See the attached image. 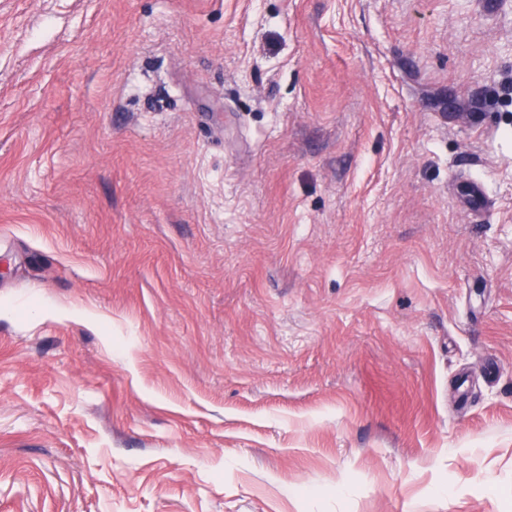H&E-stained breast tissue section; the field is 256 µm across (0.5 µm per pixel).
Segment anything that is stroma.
I'll return each mask as SVG.
<instances>
[{
    "mask_svg": "<svg viewBox=\"0 0 512 512\" xmlns=\"http://www.w3.org/2000/svg\"><path fill=\"white\" fill-rule=\"evenodd\" d=\"M0 512H512V0H0Z\"/></svg>",
    "mask_w": 512,
    "mask_h": 512,
    "instance_id": "stroma-1",
    "label": "stroma"
}]
</instances>
